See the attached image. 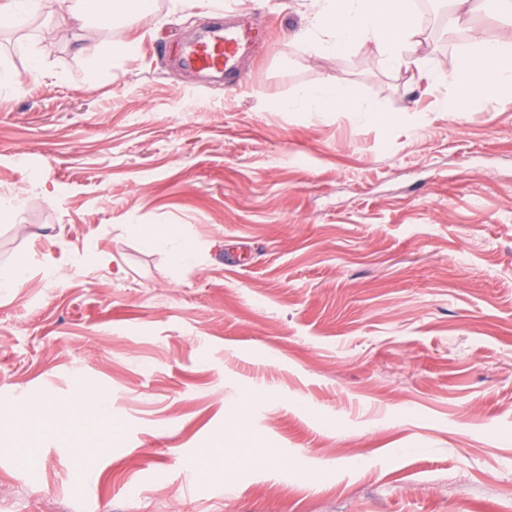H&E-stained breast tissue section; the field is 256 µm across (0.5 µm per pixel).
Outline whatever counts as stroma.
<instances>
[{
    "mask_svg": "<svg viewBox=\"0 0 512 512\" xmlns=\"http://www.w3.org/2000/svg\"><path fill=\"white\" fill-rule=\"evenodd\" d=\"M308 2L226 0L231 82L179 63L197 0L88 41L0 24V266L30 271L0 289V395L106 398L0 430V512H512V96L442 109L467 36L435 25L436 82L370 40L310 53ZM331 74L357 111L284 109ZM133 224L178 225L190 263ZM240 423L270 460L225 463ZM104 398L92 387L79 383L67 402H38L17 406L0 399V426L13 432L34 427L43 436L54 434L68 417L81 413L94 417L103 411Z\"/></svg>",
    "mask_w": 512,
    "mask_h": 512,
    "instance_id": "obj_1",
    "label": "stroma"
}]
</instances>
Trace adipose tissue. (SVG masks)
<instances>
[{"instance_id":"ef3b65f1","label":"adipose tissue","mask_w":512,"mask_h":512,"mask_svg":"<svg viewBox=\"0 0 512 512\" xmlns=\"http://www.w3.org/2000/svg\"><path fill=\"white\" fill-rule=\"evenodd\" d=\"M423 33L413 0H312L309 48L313 53L337 56L357 41L370 38L376 43L380 62L389 69L417 66L432 72L428 58L416 51ZM461 65L452 78L453 92L443 103L450 112L481 107L495 96L512 95V35L488 39L474 33L460 49ZM355 96L338 76L305 88L286 103L288 110L322 112L329 109L351 110ZM143 245L169 251L175 264H185L189 247L182 241L177 226L147 229L139 224L129 227ZM102 395L85 384H77L66 402H38L24 406L0 399V427L14 432L28 428L44 436L54 434L68 417L80 413L93 417L102 412Z\"/></svg>"}]
</instances>
